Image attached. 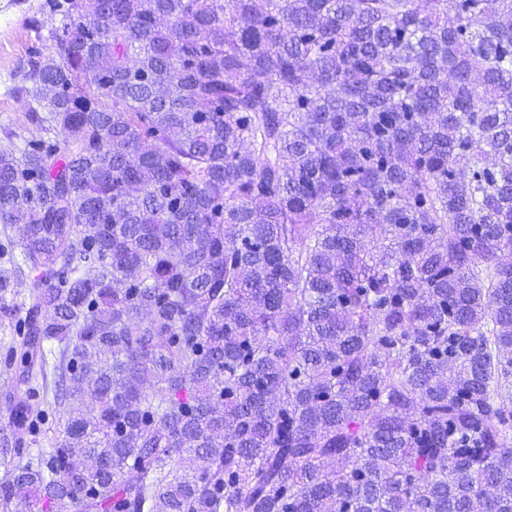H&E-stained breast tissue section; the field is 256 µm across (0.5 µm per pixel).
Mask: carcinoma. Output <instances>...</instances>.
Wrapping results in <instances>:
<instances>
[{"mask_svg": "<svg viewBox=\"0 0 512 512\" xmlns=\"http://www.w3.org/2000/svg\"><path fill=\"white\" fill-rule=\"evenodd\" d=\"M43 11L0 507L512 512V0Z\"/></svg>", "mask_w": 512, "mask_h": 512, "instance_id": "1", "label": "carcinoma"}]
</instances>
